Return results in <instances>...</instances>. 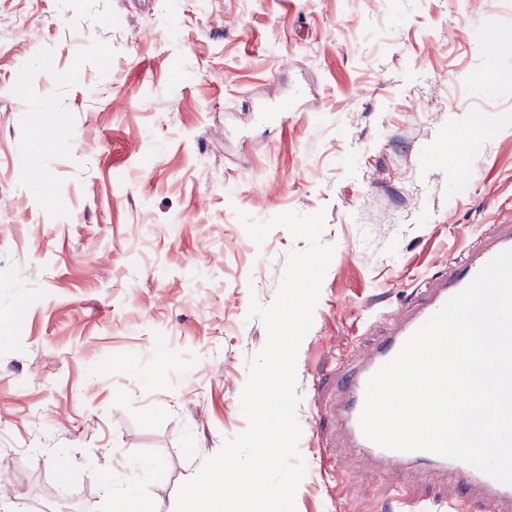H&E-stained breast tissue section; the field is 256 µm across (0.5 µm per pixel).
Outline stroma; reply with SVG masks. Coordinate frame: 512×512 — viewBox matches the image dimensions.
<instances>
[{
    "label": "stroma",
    "mask_w": 512,
    "mask_h": 512,
    "mask_svg": "<svg viewBox=\"0 0 512 512\" xmlns=\"http://www.w3.org/2000/svg\"><path fill=\"white\" fill-rule=\"evenodd\" d=\"M511 205L512 0H0V500L174 512L320 211L296 512H391L325 374Z\"/></svg>",
    "instance_id": "stroma-1"
}]
</instances>
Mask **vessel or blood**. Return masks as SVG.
I'll list each match as a JSON object with an SVG mask.
<instances>
[{
  "label": "vessel or blood",
  "mask_w": 512,
  "mask_h": 512,
  "mask_svg": "<svg viewBox=\"0 0 512 512\" xmlns=\"http://www.w3.org/2000/svg\"><path fill=\"white\" fill-rule=\"evenodd\" d=\"M512 249V214L487 225L460 255L450 258L443 271L421 280L398 313L388 316L365 353L349 352L335 370L336 404L331 413L350 447L377 464L398 492H406L413 478L432 480L441 472L465 492L464 501L454 503L455 512H469L480 504L483 512H512V486L485 475L474 467L428 451L400 452L382 448L368 440L360 427L369 378L393 358L411 333L453 295L463 290L477 272L498 253Z\"/></svg>",
  "instance_id": "vessel-or-blood-1"
}]
</instances>
